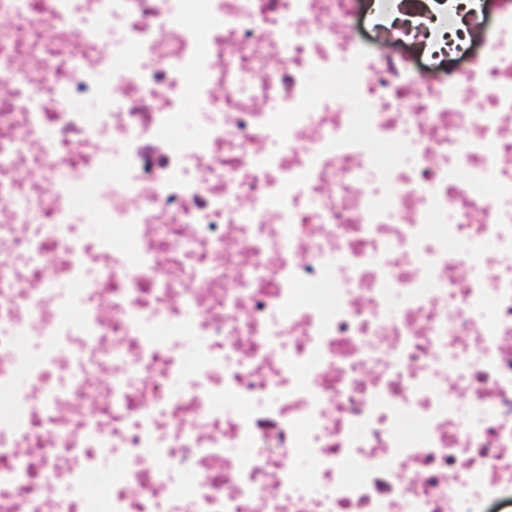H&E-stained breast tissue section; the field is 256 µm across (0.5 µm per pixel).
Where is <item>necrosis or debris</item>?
Returning <instances> with one entry per match:
<instances>
[{
    "label": "necrosis or debris",
    "instance_id": "necrosis-or-debris-1",
    "mask_svg": "<svg viewBox=\"0 0 512 512\" xmlns=\"http://www.w3.org/2000/svg\"><path fill=\"white\" fill-rule=\"evenodd\" d=\"M492 6L0 0V512H512Z\"/></svg>",
    "mask_w": 512,
    "mask_h": 512
}]
</instances>
